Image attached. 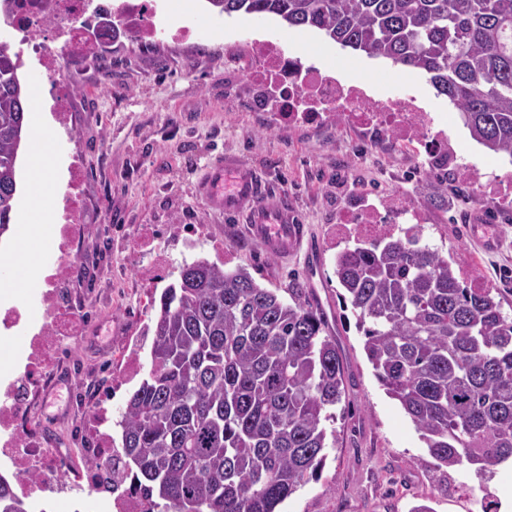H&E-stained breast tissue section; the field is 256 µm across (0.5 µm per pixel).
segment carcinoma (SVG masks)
<instances>
[{"label":"carcinoma","mask_w":512,"mask_h":512,"mask_svg":"<svg viewBox=\"0 0 512 512\" xmlns=\"http://www.w3.org/2000/svg\"><path fill=\"white\" fill-rule=\"evenodd\" d=\"M220 15H275L343 48L429 78L471 137L512 159V0H207ZM0 43V234L9 229L24 86ZM405 237L355 239L336 255L377 380L436 467L493 474L512 458V316L497 289ZM289 300L244 269L184 264L151 297L147 378L126 402L112 487L144 512H279L324 466L328 412L345 394L336 340L302 288ZM0 512H30L0 475Z\"/></svg>","instance_id":"obj_1"}]
</instances>
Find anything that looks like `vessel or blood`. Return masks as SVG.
I'll use <instances>...</instances> for the list:
<instances>
[{
	"instance_id": "1",
	"label": "vessel or blood",
	"mask_w": 512,
	"mask_h": 512,
	"mask_svg": "<svg viewBox=\"0 0 512 512\" xmlns=\"http://www.w3.org/2000/svg\"><path fill=\"white\" fill-rule=\"evenodd\" d=\"M202 190L211 204L244 221L250 237L268 253L285 258L299 249L303 227L295 214L285 206L267 208L265 183L236 158L217 162Z\"/></svg>"
}]
</instances>
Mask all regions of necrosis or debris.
Segmentation results:
<instances>
[{
	"label": "necrosis or debris",
	"instance_id": "4bbe7bcc",
	"mask_svg": "<svg viewBox=\"0 0 512 512\" xmlns=\"http://www.w3.org/2000/svg\"><path fill=\"white\" fill-rule=\"evenodd\" d=\"M12 28L19 44L35 56L45 74L54 81L53 117L61 130H68L72 92L59 74L66 65V51L91 54L120 36L133 44L152 40L156 28L152 0H12ZM62 38L63 48L52 45ZM253 75L274 86L275 98L285 105L282 122L303 119H345L373 140L395 135L419 144L424 164L448 177L480 184L481 178L459 148L432 129L427 113L407 98L379 100L367 94L361 83L337 77L327 65H309L274 45L253 49ZM83 170L79 159L69 164V179L62 196V214L48 248L55 260L40 278L33 303L23 304L0 295V336L15 339L20 355L12 367L0 370V468L10 473L20 493L33 503L49 495L69 496L81 486L86 496L99 492V480L112 460V436L103 399H96L89 412L90 431L82 448L83 468L63 476L60 466L67 459L70 443L65 424L45 428L31 404L59 376L69 375L59 355L78 348L82 330L77 319L86 296L72 282L82 265L79 242L83 199ZM419 212L403 200L391 197L377 206L350 213L338 226L339 235L364 238L398 233L405 224L421 223Z\"/></svg>",
	"mask_w": 512,
	"mask_h": 512
}]
</instances>
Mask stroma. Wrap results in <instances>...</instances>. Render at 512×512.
Listing matches in <instances>:
<instances>
[{
    "mask_svg": "<svg viewBox=\"0 0 512 512\" xmlns=\"http://www.w3.org/2000/svg\"><path fill=\"white\" fill-rule=\"evenodd\" d=\"M154 2L157 34L150 45L123 41L104 48L98 60L75 52L68 58L72 137L52 136L51 151L66 165L71 150L79 149L88 171L83 250L94 258L101 239H108L112 262L98 270L97 300L85 314L87 373L40 397V417L86 429L85 419L72 417V392L79 385L108 384L112 416L120 418L151 368L152 291L142 284V261L133 251L157 235L168 257L163 284L175 282L183 264L205 259L227 270L245 268L283 297L292 286L308 288L336 340L345 371V395L331 425L336 440L319 477L285 500L280 512H413L420 505L432 512H474L475 501L485 497L500 502V512H512V500L503 496L512 491L511 464L490 476L462 464L453 469L450 485L433 471L414 424L374 375L335 274L336 226L348 209L396 196L423 214L424 242L454 266L476 265L512 315V208L466 181L441 201L438 175L425 171L415 147L395 138L372 143L342 121L280 123L260 104L273 98L274 89L252 78L250 58L229 69L225 56L237 47L272 42L308 62L332 65L376 98H414L479 171L512 181V158L476 143L447 96L390 61L341 49L320 31L288 27L273 15L227 17L212 11L207 0H195L196 9L182 12L173 11V0ZM185 27L191 30L186 38L179 34ZM227 154L270 181L267 207L289 204L307 225L322 260L316 279H309L302 254H267L244 225L201 198V177ZM335 177L352 182V194L338 197ZM479 224L491 226L495 248L482 246ZM132 361L137 369L130 375L126 365Z\"/></svg>",
    "mask_w": 512,
    "mask_h": 512,
    "instance_id": "stroma-1",
    "label": "stroma"
}]
</instances>
